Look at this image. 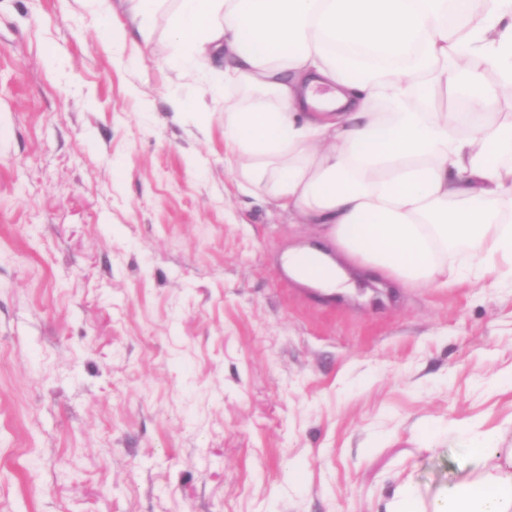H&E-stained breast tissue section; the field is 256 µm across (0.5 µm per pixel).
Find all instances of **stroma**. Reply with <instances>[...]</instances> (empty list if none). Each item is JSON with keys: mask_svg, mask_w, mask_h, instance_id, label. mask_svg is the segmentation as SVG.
<instances>
[{"mask_svg": "<svg viewBox=\"0 0 512 512\" xmlns=\"http://www.w3.org/2000/svg\"><path fill=\"white\" fill-rule=\"evenodd\" d=\"M170 44L0 0V512H403L512 447V284L293 282Z\"/></svg>", "mask_w": 512, "mask_h": 512, "instance_id": "35a3bbf8", "label": "stroma"}]
</instances>
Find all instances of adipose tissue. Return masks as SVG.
<instances>
[{"mask_svg": "<svg viewBox=\"0 0 512 512\" xmlns=\"http://www.w3.org/2000/svg\"><path fill=\"white\" fill-rule=\"evenodd\" d=\"M127 2L143 34L167 16L182 74L217 56L253 92L224 115V154L314 226L321 247L284 256L293 280L339 289L347 263L408 288L512 277V114L491 85L442 107L453 75L512 83V0H468L459 25L448 0ZM407 512H512V448L477 431L466 475Z\"/></svg>", "mask_w": 512, "mask_h": 512, "instance_id": "ef3b65f1", "label": "adipose tissue"}]
</instances>
